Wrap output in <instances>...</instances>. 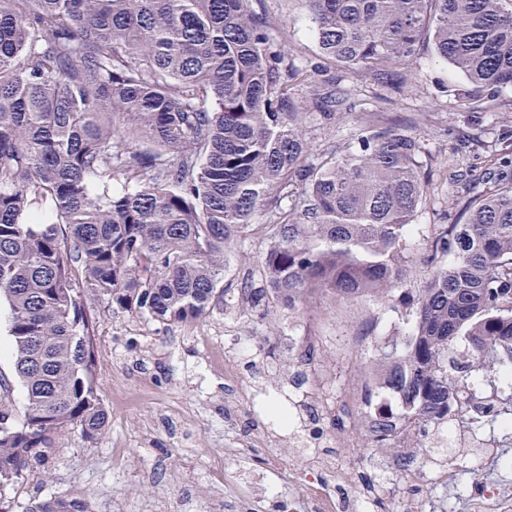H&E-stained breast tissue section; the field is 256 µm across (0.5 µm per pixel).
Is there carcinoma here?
Masks as SVG:
<instances>
[{"label":"carcinoma","mask_w":512,"mask_h":512,"mask_svg":"<svg viewBox=\"0 0 512 512\" xmlns=\"http://www.w3.org/2000/svg\"><path fill=\"white\" fill-rule=\"evenodd\" d=\"M254 2L0 0V302L26 394L18 415L0 381L1 490L46 466L58 431L94 441L107 426L89 304L169 325L206 316L256 217L271 233L263 288H240L253 306L384 298L401 284L425 192L420 141L367 126L354 150L312 158L289 97L310 75ZM304 2L326 60L390 83L428 40L471 89L512 86V0ZM458 208L405 307L414 329L377 346L365 394L373 453L408 447L400 476L430 457L410 431L477 424L469 377L512 385L509 147L494 188ZM462 339L469 361L455 376ZM489 424L511 432L512 406ZM28 512L88 510L71 496Z\"/></svg>","instance_id":"carcinoma-1"}]
</instances>
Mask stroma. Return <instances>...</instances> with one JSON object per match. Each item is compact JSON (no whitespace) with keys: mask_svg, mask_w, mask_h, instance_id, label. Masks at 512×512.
<instances>
[{"mask_svg":"<svg viewBox=\"0 0 512 512\" xmlns=\"http://www.w3.org/2000/svg\"><path fill=\"white\" fill-rule=\"evenodd\" d=\"M274 34L288 37L290 59L312 82H295L292 102L305 112L306 138L316 155L354 148L363 125L398 126L422 143L426 193L406 243L402 291L427 280L437 225L452 223L465 190L459 174L481 188L492 185L502 137L512 130V86L473 92L462 74L440 60L430 44L420 48L399 88L373 74L322 60L303 0H262ZM340 92L334 114L317 104ZM269 243L268 229L249 232L228 256L224 298L197 321L166 325L112 314L95 302V362L109 423L96 441L65 430L55 438L47 469L34 468L18 486L0 490V512H25L29 503L77 491L89 512H282L302 503L291 482L311 453L324 464L319 480L337 512H470L473 500L492 491L512 492V441L484 434L445 433L443 442L460 466L452 482L440 481L438 464L413 479L396 476L395 454L373 455L367 445L364 393L380 343L408 335L404 308L387 300L314 295L304 309L240 305V283L257 276ZM314 342L315 370L297 383L296 354ZM232 364L248 392L224 379ZM294 412L284 428L266 413L269 398ZM356 453L337 447L336 433ZM223 459L227 474L206 463Z\"/></svg>","mask_w":512,"mask_h":512,"instance_id":"1","label":"stroma"}]
</instances>
